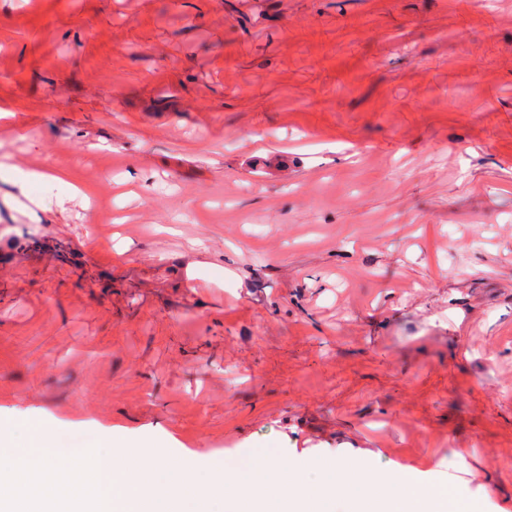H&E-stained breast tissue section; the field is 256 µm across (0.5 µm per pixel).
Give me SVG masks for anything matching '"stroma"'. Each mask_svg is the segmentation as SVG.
<instances>
[{
  "mask_svg": "<svg viewBox=\"0 0 512 512\" xmlns=\"http://www.w3.org/2000/svg\"><path fill=\"white\" fill-rule=\"evenodd\" d=\"M0 109V414L512 506V0H0Z\"/></svg>",
  "mask_w": 512,
  "mask_h": 512,
  "instance_id": "stroma-1",
  "label": "stroma"
}]
</instances>
